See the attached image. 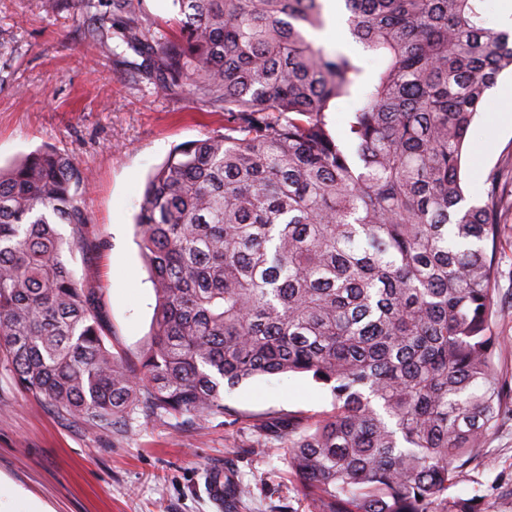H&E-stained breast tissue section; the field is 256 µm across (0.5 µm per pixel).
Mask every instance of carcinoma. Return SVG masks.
Here are the masks:
<instances>
[{"label":"carcinoma","instance_id":"carcinoma-1","mask_svg":"<svg viewBox=\"0 0 512 512\" xmlns=\"http://www.w3.org/2000/svg\"><path fill=\"white\" fill-rule=\"evenodd\" d=\"M136 19L143 0H77ZM123 27L156 86L224 113L151 175L137 244L157 296L139 374L106 347L84 180L52 147L0 168V356L45 403L109 430L140 406L224 413V386L305 374L323 417L280 436L318 512H474L448 490L508 404L497 376V191L464 209V145L512 71L489 0H344L378 63L312 33L323 0H172ZM355 100L344 131L327 113ZM70 227L69 235L60 226Z\"/></svg>","mask_w":512,"mask_h":512}]
</instances>
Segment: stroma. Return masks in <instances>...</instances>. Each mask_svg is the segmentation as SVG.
I'll return each mask as SVG.
<instances>
[{
  "mask_svg": "<svg viewBox=\"0 0 512 512\" xmlns=\"http://www.w3.org/2000/svg\"><path fill=\"white\" fill-rule=\"evenodd\" d=\"M497 89L462 157L468 203L497 189L499 275L494 285L497 374L512 382V121ZM224 131V115L158 90L143 55L120 46L110 19L44 0H0V165L49 144L87 178L84 246L68 256L75 278L95 288L105 342L137 371L152 330L156 294L135 243L149 175L174 146ZM310 376H261L224 391L225 412L197 417L136 410L102 430L41 403L0 361V512H315L269 445L289 417L331 410ZM227 468L248 488L216 509L206 473ZM21 489L23 497L12 496ZM478 512H512V412H504L480 457L448 491Z\"/></svg>",
  "mask_w": 512,
  "mask_h": 512,
  "instance_id": "obj_1",
  "label": "stroma"
}]
</instances>
